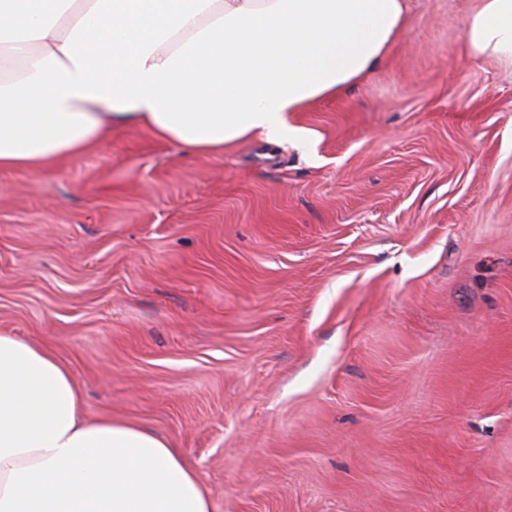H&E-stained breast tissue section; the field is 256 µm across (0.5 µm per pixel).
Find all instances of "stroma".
I'll list each match as a JSON object with an SVG mask.
<instances>
[{
	"mask_svg": "<svg viewBox=\"0 0 512 512\" xmlns=\"http://www.w3.org/2000/svg\"><path fill=\"white\" fill-rule=\"evenodd\" d=\"M308 143L135 123L0 171V332L180 448L213 512H512V66L405 0Z\"/></svg>",
	"mask_w": 512,
	"mask_h": 512,
	"instance_id": "1",
	"label": "stroma"
}]
</instances>
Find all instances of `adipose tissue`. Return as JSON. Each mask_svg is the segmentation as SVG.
I'll list each match as a JSON object with an SVG mask.
<instances>
[{
  "label": "adipose tissue",
  "mask_w": 512,
  "mask_h": 512,
  "mask_svg": "<svg viewBox=\"0 0 512 512\" xmlns=\"http://www.w3.org/2000/svg\"><path fill=\"white\" fill-rule=\"evenodd\" d=\"M403 0H0V170L49 172L133 121L197 155L310 139L290 117L364 80ZM469 53L512 62V0H479ZM0 512H213L178 448L84 416L47 346L0 333Z\"/></svg>",
  "instance_id": "ef3b65f1"
}]
</instances>
